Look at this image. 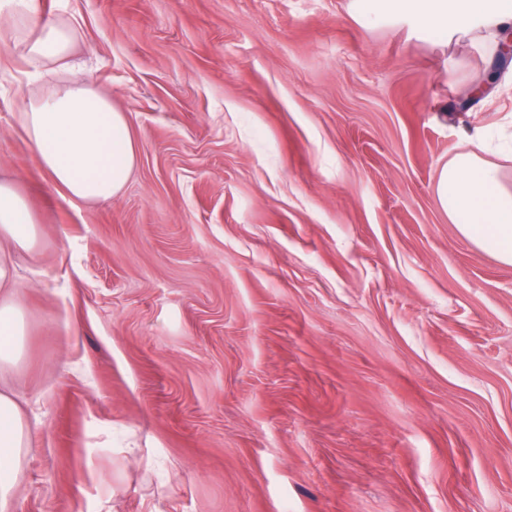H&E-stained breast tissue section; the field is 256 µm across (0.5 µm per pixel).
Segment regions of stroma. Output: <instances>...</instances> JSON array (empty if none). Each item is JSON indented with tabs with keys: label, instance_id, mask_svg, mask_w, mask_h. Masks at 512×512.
I'll use <instances>...</instances> for the list:
<instances>
[{
	"label": "stroma",
	"instance_id": "1",
	"mask_svg": "<svg viewBox=\"0 0 512 512\" xmlns=\"http://www.w3.org/2000/svg\"><path fill=\"white\" fill-rule=\"evenodd\" d=\"M138 158L112 200L50 186L15 103L69 79L0 36V178L30 427L9 512H512V266L437 172L512 132L477 39L354 0H35ZM37 222L26 198L12 180L0 179V288L12 281L13 269L1 241L8 247L29 248L37 238Z\"/></svg>",
	"mask_w": 512,
	"mask_h": 512
}]
</instances>
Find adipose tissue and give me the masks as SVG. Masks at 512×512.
Wrapping results in <instances>:
<instances>
[{
    "label": "adipose tissue",
    "instance_id": "1",
    "mask_svg": "<svg viewBox=\"0 0 512 512\" xmlns=\"http://www.w3.org/2000/svg\"><path fill=\"white\" fill-rule=\"evenodd\" d=\"M22 15L29 30L28 57L68 60V33L37 11L34 0H4ZM361 15L403 20L424 32L447 37L479 32L482 43L498 49L512 29V0H357ZM20 124L49 182L63 198L92 202L112 199L133 172L137 147L125 113L111 96L90 83L73 80L49 94L16 103ZM467 150L456 153L436 178V196L449 223L480 251L512 265V184L488 163L490 135L478 127L466 132ZM36 220L13 181L0 179V242L31 247ZM22 308L15 298L0 299V364L15 360L23 336ZM28 441L27 425L16 405L0 393V512H6L17 483V462Z\"/></svg>",
    "mask_w": 512,
    "mask_h": 512
}]
</instances>
